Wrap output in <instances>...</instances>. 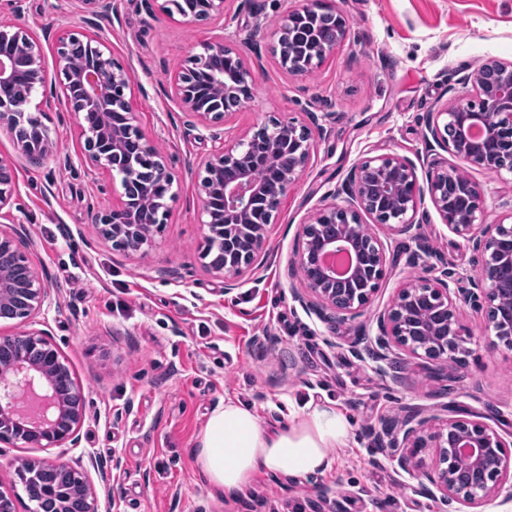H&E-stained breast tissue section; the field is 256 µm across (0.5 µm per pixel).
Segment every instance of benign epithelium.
<instances>
[{"mask_svg":"<svg viewBox=\"0 0 512 512\" xmlns=\"http://www.w3.org/2000/svg\"><path fill=\"white\" fill-rule=\"evenodd\" d=\"M93 31L63 33L54 41L58 80L68 111L79 120L85 164L109 178L121 176L117 204L94 215L99 236L112 247L147 252L168 223L170 207L142 199L159 185L173 188L167 158L148 140L136 119L131 76L112 58L103 22H111L112 0H77ZM225 0H203L180 13L187 25L224 20ZM348 20L326 0H314L282 17L271 52L293 76L311 73L344 40ZM265 34L253 30L241 50L224 35L199 44L183 59L171 83V96L192 118L190 126L208 131L211 149L196 159L198 197L207 227L200 259L208 273L224 280V291L255 268L267 228L286 187L304 171L314 152V132L323 126L315 113L311 125L270 121L231 143L224 124L256 82ZM46 87L41 40L19 22L0 25V130L16 153L41 162L57 155L47 126L27 121L34 93ZM450 103L430 113L424 140L448 157L430 163L426 184L406 157L379 156L364 161L346 177L342 191L349 205L330 203L299 225L301 248L295 254L302 287L293 298L320 319L358 317L371 305L387 277L384 244L363 223L361 214L402 235L415 224L418 205L429 197L442 221L476 255L471 272L445 267L434 283L406 282L377 318L372 356L387 361L393 349L411 358L453 360L464 349L458 303L485 312L495 336L512 347V211L495 224L483 222L484 189L460 171V164L496 175L512 174V61L490 58L481 79L462 76L450 85ZM12 160L0 155V219L10 220L14 184ZM23 227L0 226V316L29 329L0 336V443L27 448L80 444L84 399L75 379L67 389L57 379L71 375L65 356L48 332L30 328L53 304L46 277L24 251ZM374 446L394 448L404 470L425 479L446 504L461 501L484 508L512 502V440L479 420L413 412L399 426L374 431ZM434 449L431 461L422 457ZM29 470L47 476L52 492L45 512H109L101 503L88 470L67 461L32 462Z\"/></svg>","mask_w":512,"mask_h":512,"instance_id":"benign-epithelium-1","label":"benign epithelium"}]
</instances>
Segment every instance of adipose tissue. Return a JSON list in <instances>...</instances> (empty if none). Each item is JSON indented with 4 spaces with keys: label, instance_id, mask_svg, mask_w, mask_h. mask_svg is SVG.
<instances>
[{
    "label": "adipose tissue",
    "instance_id": "1",
    "mask_svg": "<svg viewBox=\"0 0 512 512\" xmlns=\"http://www.w3.org/2000/svg\"><path fill=\"white\" fill-rule=\"evenodd\" d=\"M351 435L347 415L329 404L289 409L286 423L269 428L250 406L228 399L210 414L194 457L212 487L235 497L261 469L291 478L328 470L331 449L347 445Z\"/></svg>",
    "mask_w": 512,
    "mask_h": 512
}]
</instances>
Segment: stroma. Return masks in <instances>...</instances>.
I'll return each instance as SVG.
<instances>
[{
    "instance_id": "stroma-1",
    "label": "stroma",
    "mask_w": 512,
    "mask_h": 512,
    "mask_svg": "<svg viewBox=\"0 0 512 512\" xmlns=\"http://www.w3.org/2000/svg\"><path fill=\"white\" fill-rule=\"evenodd\" d=\"M307 2L227 0L219 28L186 25L157 0H112L115 21L106 30L112 55L131 75L141 130L167 156L174 176L170 219L148 252L116 250L98 239L92 211L116 203L121 186L85 165L80 127L64 102L42 119L57 157L40 164L15 157L11 211L26 229L27 255L49 275V339L65 356L86 407L79 447L0 444V489L17 496L16 512H27L24 488L15 482L18 465L60 457L110 468L99 495L111 512H473L434 500L418 477L392 461L390 449L373 446L369 429L409 407L436 413L447 405L451 416L477 417L511 436L512 348L487 328L484 312L464 305L459 320L467 343L458 360L410 358L394 381L349 351L360 330L376 335V317L400 285L434 279L426 261H409L416 238L461 271L473 269L472 250L428 200L411 235L373 225L395 263L371 306L332 329L294 300L299 282L291 262L298 225L367 158L408 157L426 180L427 115L449 100L451 77L476 75L490 57L512 60V0H334L349 28L319 68L294 77L264 54L251 98L224 125L226 141L273 118L298 124L311 112L336 118L288 185L259 267L228 293L200 262L207 229L193 163L211 142L189 129L170 81L199 43L221 33L241 46L254 24L274 30ZM21 7L19 16L36 34L47 26L58 34L87 28L77 0H23ZM472 176L485 188V223H496L512 210V174ZM228 398L253 406L269 425L281 421L287 402L332 400L352 417L354 439L332 449L326 473L290 479L261 472L247 494L230 499L201 478L193 458L211 411ZM325 487L333 490L327 500L320 497Z\"/></svg>"
}]
</instances>
